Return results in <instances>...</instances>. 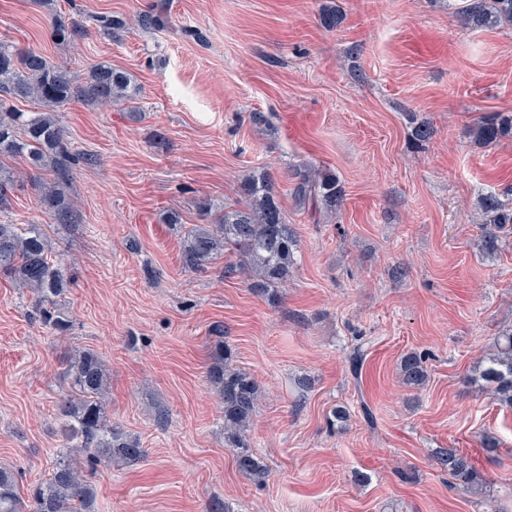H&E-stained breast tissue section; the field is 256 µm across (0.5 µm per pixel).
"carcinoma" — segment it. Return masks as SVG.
<instances>
[{"instance_id": "obj_1", "label": "carcinoma", "mask_w": 512, "mask_h": 512, "mask_svg": "<svg viewBox=\"0 0 512 512\" xmlns=\"http://www.w3.org/2000/svg\"><path fill=\"white\" fill-rule=\"evenodd\" d=\"M460 21L470 29L512 26V0H463ZM52 35L63 41L83 35L82 27L55 15ZM137 88L130 76L109 64H99L78 82L65 68L52 65L37 49H19L0 42V210L9 202L14 187L13 173L5 162L24 157L30 166L48 173L50 179L34 184L40 211L59 224H72L78 212L62 185L70 175L72 155L57 108L71 101H132ZM31 99L38 112H17L11 100ZM470 134L491 145L512 138V114H497L475 123ZM297 205L314 211L333 212L343 202L339 179L316 169L297 170L292 190ZM502 193L482 196L486 215L480 240L482 252L493 257L501 252L503 236L512 224V206ZM226 250L236 252L240 267L247 271L252 287L275 295L288 282L296 264L298 241L273 184L263 169L252 172L241 183L240 199L218 208L211 223L187 232L183 265L199 269ZM52 245L40 224L25 230L0 222V274L41 294V302L61 296L70 283V268L51 260ZM39 316L53 335L64 336L71 328L67 315L55 307H40ZM405 384L423 386L428 378L425 360L409 353L400 361ZM208 381L219 392L224 412V447L235 453L238 468L263 477L264 465L251 450L249 430L258 404V388L246 373L230 367V351L216 348ZM68 393L58 401L65 443L47 481L32 492L33 512H88L94 496L89 479L112 469L114 463H135L145 456L136 438L112 428L103 397L109 388V373L93 349L76 352L68 362ZM477 378L490 385L498 400L512 406V327L499 331L494 353L478 367ZM439 461L448 475L471 494L483 490V475L455 448L440 452ZM0 512H22L12 471L0 469Z\"/></svg>"}]
</instances>
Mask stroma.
Segmentation results:
<instances>
[{
    "mask_svg": "<svg viewBox=\"0 0 512 512\" xmlns=\"http://www.w3.org/2000/svg\"><path fill=\"white\" fill-rule=\"evenodd\" d=\"M460 4L0 0V42L37 48L79 81L110 63L139 89L131 105L58 109L79 223L42 213L27 181L0 211L43 225L74 264L60 339L35 293L0 275V467L23 507L63 444L67 359L90 348L109 370L110 422L145 450L93 478V512H482L439 464L445 448L483 474L486 504L512 512V406L472 379L512 324V234L490 259L479 224L480 198L512 185V138L468 134L512 113V27L463 28ZM336 6L342 22L324 28L322 8ZM159 7L164 28L137 25ZM56 12L87 35L53 38ZM94 15L126 26L107 37ZM420 122L433 134L419 143ZM303 166L336 175L340 211L296 205ZM260 167L299 240L273 298L250 289L233 253L198 270L181 262L202 205L238 199ZM220 340L259 389L250 439L262 479L224 446L207 379ZM410 352L428 370L420 389L399 373ZM339 407L346 421H334ZM39 316L44 326H46L53 335L64 336L71 328V322L67 315L55 307H44V304L38 309Z\"/></svg>",
    "mask_w": 512,
    "mask_h": 512,
    "instance_id": "1",
    "label": "stroma"
}]
</instances>
